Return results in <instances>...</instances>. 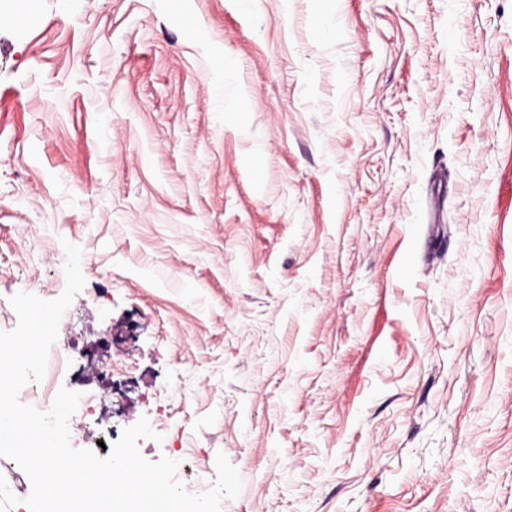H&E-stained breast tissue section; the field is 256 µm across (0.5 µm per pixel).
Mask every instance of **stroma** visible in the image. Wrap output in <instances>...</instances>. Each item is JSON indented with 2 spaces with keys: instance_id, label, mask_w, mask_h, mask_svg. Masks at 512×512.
<instances>
[{
  "instance_id": "obj_1",
  "label": "stroma",
  "mask_w": 512,
  "mask_h": 512,
  "mask_svg": "<svg viewBox=\"0 0 512 512\" xmlns=\"http://www.w3.org/2000/svg\"><path fill=\"white\" fill-rule=\"evenodd\" d=\"M0 0V330L221 512H512V0ZM31 482L0 456V512Z\"/></svg>"
}]
</instances>
